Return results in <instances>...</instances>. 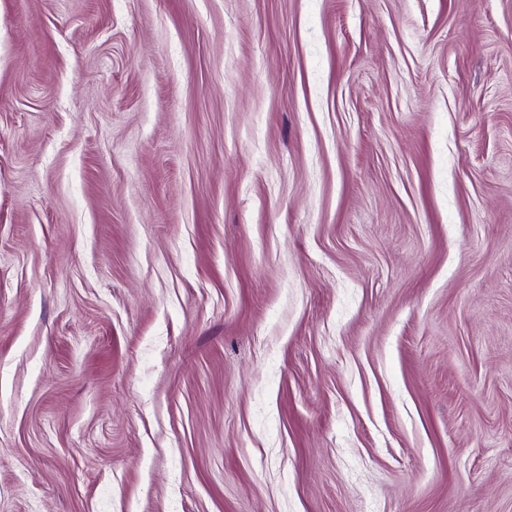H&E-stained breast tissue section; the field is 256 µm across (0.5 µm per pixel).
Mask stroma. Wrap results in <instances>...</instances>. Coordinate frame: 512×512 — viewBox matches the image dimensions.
<instances>
[{
	"mask_svg": "<svg viewBox=\"0 0 512 512\" xmlns=\"http://www.w3.org/2000/svg\"><path fill=\"white\" fill-rule=\"evenodd\" d=\"M0 512H512V0H0Z\"/></svg>",
	"mask_w": 512,
	"mask_h": 512,
	"instance_id": "35a3bbf8",
	"label": "stroma"
}]
</instances>
